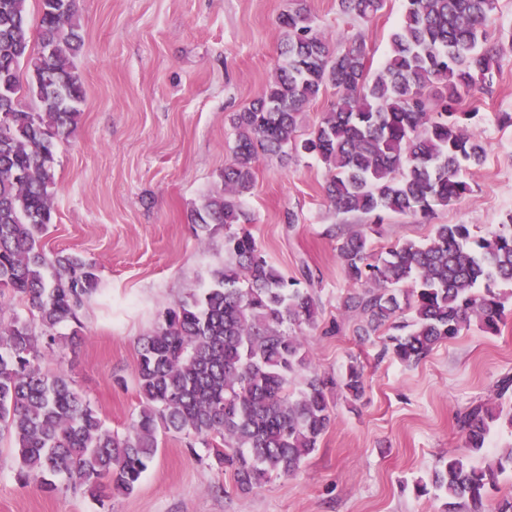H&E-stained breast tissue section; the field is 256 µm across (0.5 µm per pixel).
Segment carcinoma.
I'll use <instances>...</instances> for the list:
<instances>
[{
	"label": "carcinoma",
	"instance_id": "carcinoma-1",
	"mask_svg": "<svg viewBox=\"0 0 512 512\" xmlns=\"http://www.w3.org/2000/svg\"><path fill=\"white\" fill-rule=\"evenodd\" d=\"M0 0V293L26 303L27 322L0 307V439L15 451L17 480L49 491L56 481L103 503L107 491L128 495L156 457L159 435L204 441L235 487L250 492L276 476L295 474L332 421L329 393L357 399L363 373L351 364L340 378L312 371L304 337L291 326L314 325L319 301L267 260L247 230L224 236V265L210 286L190 289L160 314L138 342L141 409L122 433L61 371L43 366L59 345L56 328L81 327L80 312L99 292L96 263L76 252L51 251L54 141L76 128L84 86L74 59L84 39L75 0ZM385 0H339L343 14L363 22ZM496 0H404L382 69L363 48L338 49L301 4L281 14L286 40L264 95L233 115L236 132L221 192L193 211L196 234L250 224L244 198L255 187L265 154L287 149L317 156L328 176L326 199L338 214L433 217L438 206L472 192L462 164L486 158L482 138L463 121V97L492 87L501 49L488 40ZM336 102L307 134L302 115L327 87ZM38 101L27 110L23 100ZM336 234L337 252L353 289L345 310L363 336L384 333L383 352L410 365L471 320L488 333L505 315L500 282L512 283V211L488 236L467 224H435L426 241L405 240L373 256L368 232ZM505 411L479 402L459 417L464 445L487 447ZM512 471V443L472 465L441 462L431 483L443 512H484L499 477Z\"/></svg>",
	"mask_w": 512,
	"mask_h": 512
}]
</instances>
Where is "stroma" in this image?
<instances>
[{"mask_svg": "<svg viewBox=\"0 0 512 512\" xmlns=\"http://www.w3.org/2000/svg\"><path fill=\"white\" fill-rule=\"evenodd\" d=\"M328 38L362 41L373 68L388 56L404 0H386L367 22L345 17L338 0H304ZM293 0H76L84 45L75 59L84 82L74 132L54 151L53 222L46 248L77 252L101 269V291L83 314V338L57 329L63 341L44 365L72 377L106 426L124 431L140 404L138 341L160 312L187 290L210 284L224 263V231L198 238L190 220L203 199L224 187L232 157L231 118L261 97L279 60L285 31L279 17ZM500 45L494 91L473 93L461 108L476 111L487 145L479 166H465L464 199L437 207L432 222L392 215L374 252L423 240L432 224H467L483 237L512 211V0H498L489 29ZM246 199L248 229L288 277H313L322 308L302 326L318 374L341 376L364 365V392L334 398L333 420L300 470L249 493L230 473L208 464L202 440L163 437L157 457L130 495L98 505L73 489L20 484L13 450L0 442V512H440L441 499L421 495L441 460L466 457L457 423L468 406L493 398L512 375V299L498 333L479 324L438 344L409 366L380 356L377 338L359 335L342 307L350 289L336 250L337 225L363 224L339 215L323 193L324 164L313 155L265 156Z\"/></svg>", "mask_w": 512, "mask_h": 512, "instance_id": "1", "label": "stroma"}]
</instances>
